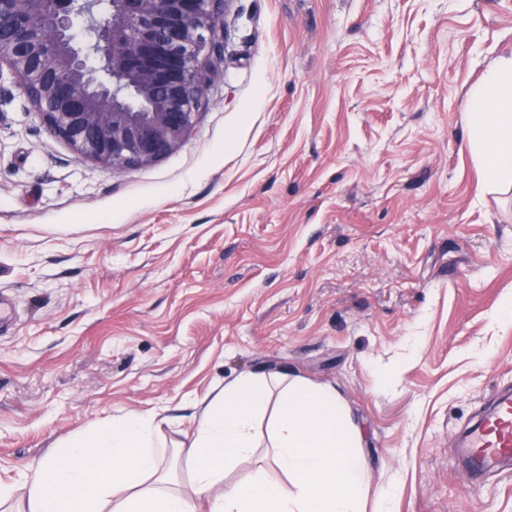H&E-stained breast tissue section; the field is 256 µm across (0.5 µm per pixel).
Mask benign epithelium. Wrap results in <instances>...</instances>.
<instances>
[{"mask_svg":"<svg viewBox=\"0 0 512 512\" xmlns=\"http://www.w3.org/2000/svg\"><path fill=\"white\" fill-rule=\"evenodd\" d=\"M225 0H0V71L53 137L114 171L191 135Z\"/></svg>","mask_w":512,"mask_h":512,"instance_id":"7a95c632","label":"benign epithelium"}]
</instances>
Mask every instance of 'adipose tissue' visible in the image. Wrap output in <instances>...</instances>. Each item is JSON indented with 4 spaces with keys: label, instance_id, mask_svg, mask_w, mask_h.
<instances>
[{
    "label": "adipose tissue",
    "instance_id": "adipose-tissue-1",
    "mask_svg": "<svg viewBox=\"0 0 512 512\" xmlns=\"http://www.w3.org/2000/svg\"><path fill=\"white\" fill-rule=\"evenodd\" d=\"M469 146L488 186L512 185V57L488 68L468 96ZM155 414L93 424L0 482V507L17 512H362L361 434L335 388L286 375L225 383L176 447L191 466L188 491L170 482ZM278 471V479L268 470Z\"/></svg>",
    "mask_w": 512,
    "mask_h": 512
}]
</instances>
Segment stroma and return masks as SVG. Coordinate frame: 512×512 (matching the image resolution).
Here are the masks:
<instances>
[{
	"label": "stroma",
	"instance_id": "obj_1",
	"mask_svg": "<svg viewBox=\"0 0 512 512\" xmlns=\"http://www.w3.org/2000/svg\"><path fill=\"white\" fill-rule=\"evenodd\" d=\"M190 139L115 171L0 74V480L90 424L239 374L332 385L365 512H512L452 446L512 389V190L480 183L466 99L512 56V0H228Z\"/></svg>",
	"mask_w": 512,
	"mask_h": 512
}]
</instances>
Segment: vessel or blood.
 Here are the masks:
<instances>
[{"mask_svg":"<svg viewBox=\"0 0 512 512\" xmlns=\"http://www.w3.org/2000/svg\"><path fill=\"white\" fill-rule=\"evenodd\" d=\"M471 477H479L494 464L512 458V396L498 397L493 409L483 416L457 444Z\"/></svg>","mask_w":512,"mask_h":512,"instance_id":"1","label":"vessel or blood"}]
</instances>
